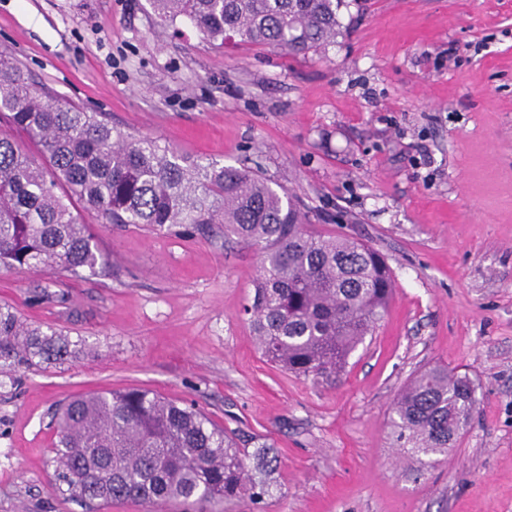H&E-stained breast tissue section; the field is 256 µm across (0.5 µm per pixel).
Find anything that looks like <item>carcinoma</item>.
<instances>
[{
	"label": "carcinoma",
	"instance_id": "carcinoma-1",
	"mask_svg": "<svg viewBox=\"0 0 512 512\" xmlns=\"http://www.w3.org/2000/svg\"><path fill=\"white\" fill-rule=\"evenodd\" d=\"M343 0H152L208 41L271 46L305 56L333 42ZM0 119L41 150L34 159L0 133V270L60 268L96 276L108 264L86 217L105 224L224 234L258 250L250 306L264 357L315 382L340 375L388 307L395 281L374 249L311 229L286 190L217 161H188L150 137L133 138L94 112L44 92L0 50ZM82 341L24 325L0 306V376L38 360L64 363ZM468 375L433 366L391 407L397 447L448 453L476 406ZM55 493L84 505L111 501L219 503L269 494L276 455L250 452L200 411L149 391L79 395L55 413Z\"/></svg>",
	"mask_w": 512,
	"mask_h": 512
}]
</instances>
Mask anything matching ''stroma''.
Instances as JSON below:
<instances>
[{"mask_svg": "<svg viewBox=\"0 0 512 512\" xmlns=\"http://www.w3.org/2000/svg\"><path fill=\"white\" fill-rule=\"evenodd\" d=\"M294 57L220 47L149 0H0V50L71 106L191 160L257 171L315 229L378 250L396 291L332 383L262 357L255 250L223 230L93 221L109 266L0 272V305L82 340L0 377V512H89L55 495L57 403L146 389L278 457L263 512H512V0H345ZM468 375L462 438L420 468L389 411L421 370Z\"/></svg>", "mask_w": 512, "mask_h": 512, "instance_id": "stroma-1", "label": "stroma"}]
</instances>
